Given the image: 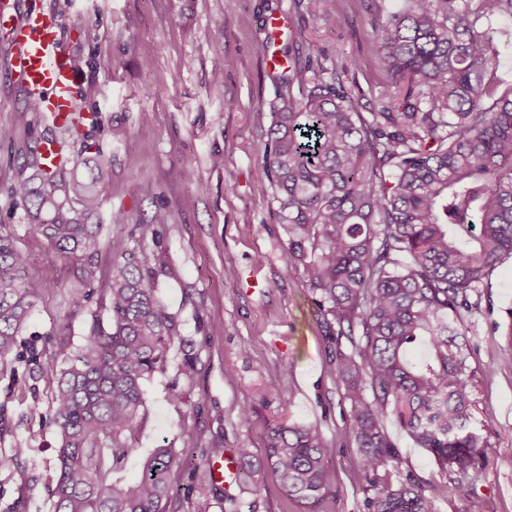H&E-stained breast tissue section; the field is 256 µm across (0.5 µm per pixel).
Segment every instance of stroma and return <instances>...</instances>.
Here are the masks:
<instances>
[{
	"mask_svg": "<svg viewBox=\"0 0 512 512\" xmlns=\"http://www.w3.org/2000/svg\"><path fill=\"white\" fill-rule=\"evenodd\" d=\"M58 11L62 42L81 72L83 111L101 116L86 133L108 167L98 223L103 269L142 250L159 253L160 295L179 325L165 374L145 386L146 411L132 435L140 453L193 437L167 512H296L278 478L238 474L216 488L212 462L249 446L262 454L268 429L316 426L336 448L327 464V512H366L373 489L346 436L350 404L335 374L348 338L329 336L302 269L287 268V237L262 161L282 66L309 56L340 65L343 86L371 112L384 90L370 19L400 0H39ZM0 26V224L12 225L28 255L36 306L16 354L0 361V457L16 444L28 456L0 467V512H49L57 441L32 418L47 408L56 374L43 366L54 338L80 346L95 302L74 306L76 281L44 239L29 236L14 188L46 136L9 67ZM222 72H215V59ZM222 156V166L212 164ZM193 169V180L178 174ZM465 314L474 373L473 423L490 460L476 490L435 499L431 512H512V261L471 293ZM220 334H212V327ZM249 423H241V409ZM401 453L399 472L438 476L431 455L388 419Z\"/></svg>",
	"mask_w": 512,
	"mask_h": 512,
	"instance_id": "obj_1",
	"label": "stroma"
}]
</instances>
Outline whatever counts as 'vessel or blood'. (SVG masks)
Wrapping results in <instances>:
<instances>
[{
    "label": "vessel or blood",
    "instance_id": "b4317fda",
    "mask_svg": "<svg viewBox=\"0 0 512 512\" xmlns=\"http://www.w3.org/2000/svg\"><path fill=\"white\" fill-rule=\"evenodd\" d=\"M0 23L12 32L10 68L26 99L59 121L77 112L81 73L61 43L60 17L38 6L20 11L12 0H0Z\"/></svg>",
    "mask_w": 512,
    "mask_h": 512
}]
</instances>
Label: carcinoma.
<instances>
[{
	"label": "carcinoma",
	"instance_id": "carcinoma-1",
	"mask_svg": "<svg viewBox=\"0 0 512 512\" xmlns=\"http://www.w3.org/2000/svg\"><path fill=\"white\" fill-rule=\"evenodd\" d=\"M512 16V0H404L375 16V50L386 88L365 117L339 68L308 57L288 66L270 112L262 158L278 220L288 237L286 263L301 266L325 324L352 337L339 354L347 379L349 439L374 495L367 512H430L432 499L474 489L488 442L472 425L471 372L464 312L477 290L512 258V86L501 88L498 46L487 24ZM67 159L32 174L15 194L31 234L97 290L86 342L56 343L49 423L58 441L53 512H166L170 481L182 461L161 445L139 459V476L112 471L137 452L131 435L143 419L145 383L163 374L178 324L155 286L158 257L142 251L101 273L103 175L78 176L79 157L52 137ZM28 257L0 224V359L17 346L35 306L26 287ZM368 383L371 395L354 377ZM394 417L434 459L439 478L392 479L400 451L385 429ZM336 453L315 426L275 425L263 459L299 512H319Z\"/></svg>",
	"mask_w": 512,
	"mask_h": 512
}]
</instances>
